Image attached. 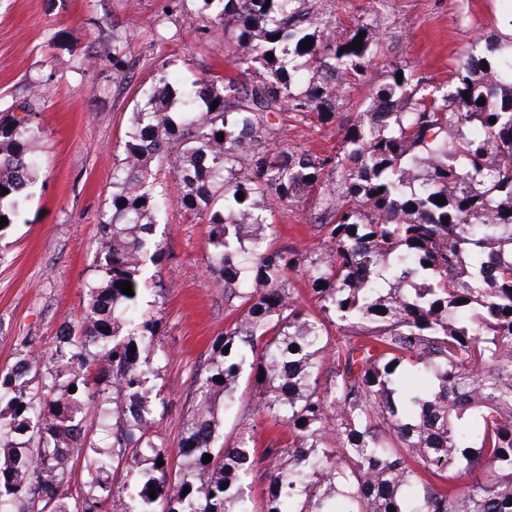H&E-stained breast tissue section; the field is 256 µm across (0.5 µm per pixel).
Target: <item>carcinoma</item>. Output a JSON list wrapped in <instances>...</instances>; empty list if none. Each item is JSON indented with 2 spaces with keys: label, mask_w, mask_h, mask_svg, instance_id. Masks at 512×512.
Returning <instances> with one entry per match:
<instances>
[{
  "label": "carcinoma",
  "mask_w": 512,
  "mask_h": 512,
  "mask_svg": "<svg viewBox=\"0 0 512 512\" xmlns=\"http://www.w3.org/2000/svg\"><path fill=\"white\" fill-rule=\"evenodd\" d=\"M217 2L238 75L184 82L157 70L112 170L85 316L59 336L37 387V357L0 378V512H72L69 497L79 512H111L112 488L98 474L115 465L132 490L120 512H254L257 477L267 483L260 512H512V40L492 61V42L457 53L446 88L391 64L373 111L345 126L335 154L280 149L283 109L329 122L340 90L363 81L371 24L338 39L332 16L308 0ZM361 32L362 49L340 52ZM127 45L113 37L101 62L122 71ZM312 64L319 74L308 78ZM471 124L478 132L468 135ZM35 149L31 109L1 110L0 217L9 221L35 182ZM167 162L174 201L203 221L210 273L237 313L194 381L176 471L150 418L160 319L148 309L128 317L151 287L145 262L165 257L154 233ZM324 187L315 227L328 248L302 257L274 247L262 200L290 203ZM297 267L314 313L293 297L287 274ZM126 281L132 296L118 287ZM245 371L266 387L256 419L217 447L212 397L222 392L232 406ZM413 373L429 385L408 388ZM92 402L112 416L117 461L95 451L84 460L89 489L70 495L67 465ZM261 422L284 425L288 439L259 454L251 432Z\"/></svg>",
  "instance_id": "carcinoma-1"
}]
</instances>
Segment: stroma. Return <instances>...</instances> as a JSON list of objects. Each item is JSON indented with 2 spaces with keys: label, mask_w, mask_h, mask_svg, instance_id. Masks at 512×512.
<instances>
[{
  "label": "stroma",
  "mask_w": 512,
  "mask_h": 512,
  "mask_svg": "<svg viewBox=\"0 0 512 512\" xmlns=\"http://www.w3.org/2000/svg\"><path fill=\"white\" fill-rule=\"evenodd\" d=\"M498 0H312L316 10L339 15L346 27L373 20L378 56L367 81L342 90L336 119L299 120L282 112L280 125L292 147L336 152L344 126L369 111L399 63L430 84L450 78L457 51L498 38L511 15ZM201 0H184L164 13L163 0H0V100L34 99L38 181L15 224L0 232V376L22 355L51 354L65 327L83 317L93 277L98 221L110 205L112 169L124 156L139 88L165 66L189 80L235 74L219 34L201 36ZM129 35L133 65L123 73L97 62L113 36ZM276 246L302 255L325 250L314 229V196L284 204L268 198L263 210ZM157 232L166 258L157 267L156 307L161 324L159 372L151 377L155 431L177 448L192 417V382L204 373L211 342L232 317L224 291L208 271L211 253L204 227L191 212L170 207ZM261 388L241 377V405L225 410L214 398L217 440L233 443Z\"/></svg>",
  "instance_id": "1"
}]
</instances>
